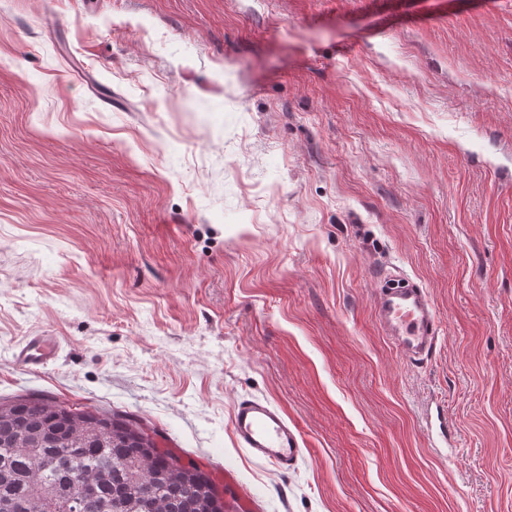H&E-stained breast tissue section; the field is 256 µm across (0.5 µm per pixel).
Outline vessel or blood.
Here are the masks:
<instances>
[{
  "instance_id": "b4317fda",
  "label": "vessel or blood",
  "mask_w": 512,
  "mask_h": 512,
  "mask_svg": "<svg viewBox=\"0 0 512 512\" xmlns=\"http://www.w3.org/2000/svg\"><path fill=\"white\" fill-rule=\"evenodd\" d=\"M374 314L383 334L408 361H421L433 350L438 320L422 285L404 276L382 281ZM60 348L58 337L32 336L19 346L15 357L24 368L36 370L54 361ZM232 428L239 447L278 470L293 468L303 456L302 438L268 401L251 398L237 402Z\"/></svg>"
}]
</instances>
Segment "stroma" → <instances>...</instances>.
Instances as JSON below:
<instances>
[{
    "label": "stroma",
    "mask_w": 512,
    "mask_h": 512,
    "mask_svg": "<svg viewBox=\"0 0 512 512\" xmlns=\"http://www.w3.org/2000/svg\"><path fill=\"white\" fill-rule=\"evenodd\" d=\"M383 274L437 311L420 363ZM251 397L293 470L237 445ZM21 398L138 422L228 512H512V0H0ZM374 314L380 329L410 362L427 357L436 344L438 320L427 289L405 276L383 279ZM61 348L58 337L50 335L30 336L15 353L16 360L28 370L46 367L54 361ZM232 428L239 447L278 470L292 469L303 456L302 438L281 410L266 400L237 402Z\"/></svg>",
    "instance_id": "stroma-1"
}]
</instances>
